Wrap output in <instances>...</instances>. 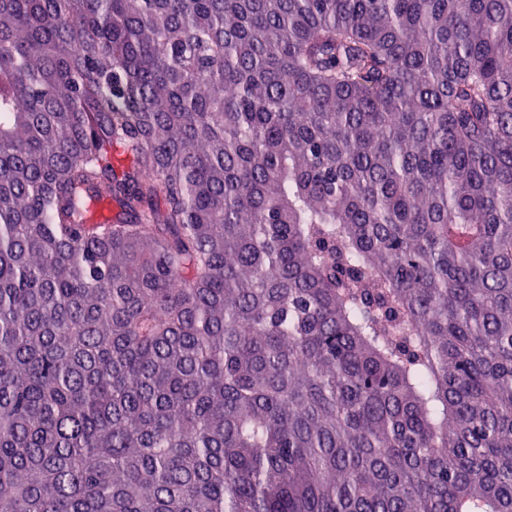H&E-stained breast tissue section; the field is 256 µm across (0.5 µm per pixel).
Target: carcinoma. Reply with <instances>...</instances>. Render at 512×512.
I'll use <instances>...</instances> for the list:
<instances>
[{"instance_id":"cac0c4a2","label":"carcinoma","mask_w":512,"mask_h":512,"mask_svg":"<svg viewBox=\"0 0 512 512\" xmlns=\"http://www.w3.org/2000/svg\"><path fill=\"white\" fill-rule=\"evenodd\" d=\"M0 512H512V0H0Z\"/></svg>"}]
</instances>
